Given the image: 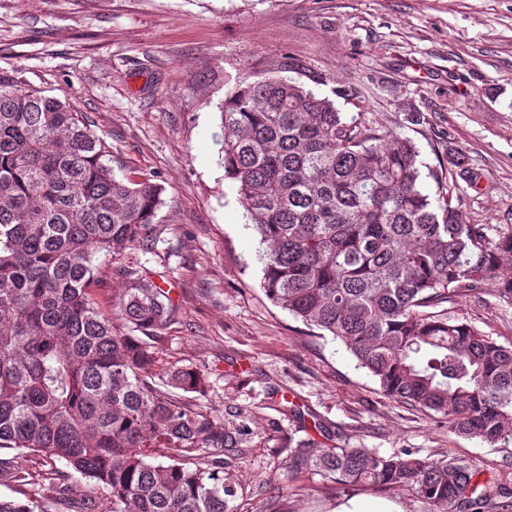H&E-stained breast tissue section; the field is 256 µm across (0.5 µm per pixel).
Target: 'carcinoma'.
Returning <instances> with one entry per match:
<instances>
[{
	"instance_id": "cac0c4a2",
	"label": "carcinoma",
	"mask_w": 512,
	"mask_h": 512,
	"mask_svg": "<svg viewBox=\"0 0 512 512\" xmlns=\"http://www.w3.org/2000/svg\"><path fill=\"white\" fill-rule=\"evenodd\" d=\"M225 176L259 237L266 296L341 341L380 392L468 438L512 447V343L441 306L485 291L512 303V229L464 224L466 153L423 172L415 143L367 128L281 76L244 79L221 110ZM110 147L69 102L0 76V449L62 461L109 497L84 512H228L222 453L243 441L191 403L206 374L149 379L150 341L177 307L137 261L115 269L113 312L91 297L95 258L149 252L165 187L116 178ZM437 190L430 193L427 180ZM285 465L340 489L411 492L426 512H512L460 458L383 455L288 438ZM27 474L0 459V475ZM0 512H50L1 499Z\"/></svg>"
}]
</instances>
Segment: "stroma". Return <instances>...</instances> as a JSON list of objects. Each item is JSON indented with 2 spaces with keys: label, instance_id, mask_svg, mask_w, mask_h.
I'll list each match as a JSON object with an SVG mask.
<instances>
[{
  "label": "stroma",
  "instance_id": "35a3bbf8",
  "mask_svg": "<svg viewBox=\"0 0 512 512\" xmlns=\"http://www.w3.org/2000/svg\"><path fill=\"white\" fill-rule=\"evenodd\" d=\"M0 75L84 113L112 151L118 179L165 188L155 251L177 306L151 343L155 373L190 366L208 375L201 401L243 425L225 454L230 512H333L361 496L425 512L411 493L291 476L289 438L313 434L392 454H453L492 487L512 491V447L449 431L433 415L386 398L344 345L274 305L260 286L259 239L219 162L220 108L235 83L283 76L329 98L371 128L410 138L428 167L459 148L486 174L464 188L465 223L512 228V0H0ZM449 315L512 342V305L485 292ZM0 458L31 483L0 481V497H53L65 463L25 450Z\"/></svg>",
  "mask_w": 512,
  "mask_h": 512
}]
</instances>
